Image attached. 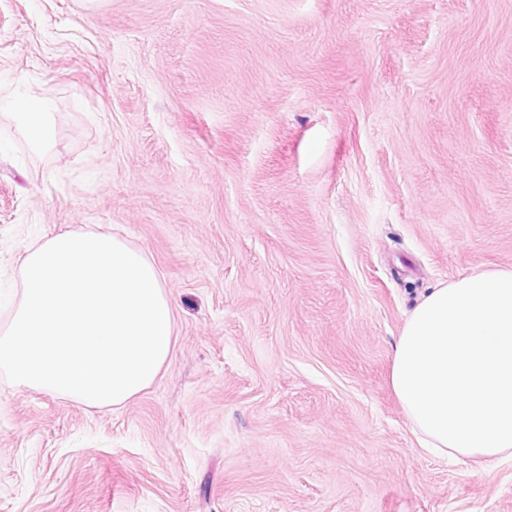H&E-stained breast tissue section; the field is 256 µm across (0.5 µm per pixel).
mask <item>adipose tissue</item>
<instances>
[{"label": "adipose tissue", "mask_w": 512, "mask_h": 512, "mask_svg": "<svg viewBox=\"0 0 512 512\" xmlns=\"http://www.w3.org/2000/svg\"><path fill=\"white\" fill-rule=\"evenodd\" d=\"M51 111L19 88L0 99V112L39 148L55 138ZM391 385L428 452L512 459V270L431 288L397 341Z\"/></svg>", "instance_id": "obj_1"}]
</instances>
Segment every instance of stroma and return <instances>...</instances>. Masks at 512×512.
I'll list each match as a JSON object with an SVG mask.
<instances>
[{
	"label": "stroma",
	"instance_id": "35a3bbf8",
	"mask_svg": "<svg viewBox=\"0 0 512 512\" xmlns=\"http://www.w3.org/2000/svg\"><path fill=\"white\" fill-rule=\"evenodd\" d=\"M0 330L44 236L119 234L175 344L121 407L0 374V512H512L395 396L440 282L512 269V0H0ZM52 105L16 88L0 100V112L7 114L36 147H47L54 141L55 127L51 120Z\"/></svg>",
	"mask_w": 512,
	"mask_h": 512
}]
</instances>
